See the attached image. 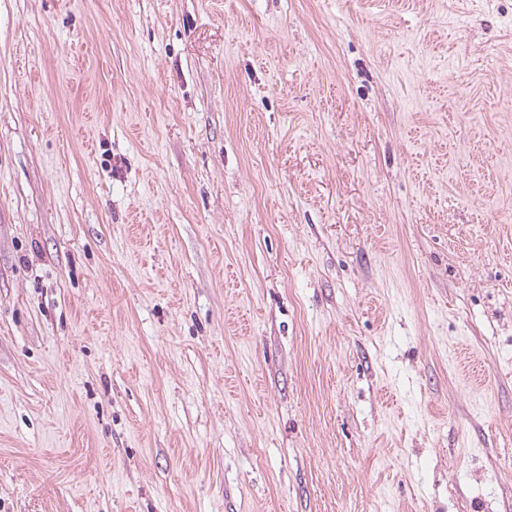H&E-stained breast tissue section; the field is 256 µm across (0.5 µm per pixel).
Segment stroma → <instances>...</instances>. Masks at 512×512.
<instances>
[{"mask_svg": "<svg viewBox=\"0 0 512 512\" xmlns=\"http://www.w3.org/2000/svg\"><path fill=\"white\" fill-rule=\"evenodd\" d=\"M0 512H512V0H0Z\"/></svg>", "mask_w": 512, "mask_h": 512, "instance_id": "35a3bbf8", "label": "stroma"}]
</instances>
